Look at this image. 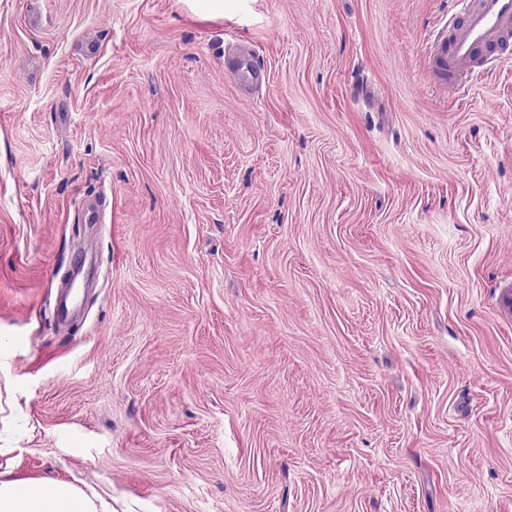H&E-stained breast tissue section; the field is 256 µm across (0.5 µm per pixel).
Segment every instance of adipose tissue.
<instances>
[{"label":"adipose tissue","instance_id":"adipose-tissue-1","mask_svg":"<svg viewBox=\"0 0 512 512\" xmlns=\"http://www.w3.org/2000/svg\"><path fill=\"white\" fill-rule=\"evenodd\" d=\"M0 512H105V503L99 495L69 483L47 492L35 482L23 488L0 482Z\"/></svg>","mask_w":512,"mask_h":512}]
</instances>
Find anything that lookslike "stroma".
Returning <instances> with one entry per match:
<instances>
[{
    "label": "stroma",
    "mask_w": 512,
    "mask_h": 512,
    "mask_svg": "<svg viewBox=\"0 0 512 512\" xmlns=\"http://www.w3.org/2000/svg\"><path fill=\"white\" fill-rule=\"evenodd\" d=\"M447 2L0 0V480L512 512V61L440 97ZM265 70L247 48H237L231 54L224 74L239 89H256L265 84Z\"/></svg>",
    "instance_id": "stroma-1"
}]
</instances>
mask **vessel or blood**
<instances>
[{
	"label": "vessel or blood",
	"mask_w": 512,
	"mask_h": 512,
	"mask_svg": "<svg viewBox=\"0 0 512 512\" xmlns=\"http://www.w3.org/2000/svg\"><path fill=\"white\" fill-rule=\"evenodd\" d=\"M448 12L452 27L436 33L424 57L435 74L436 92L457 104L486 77L484 52L512 43V0H448ZM224 74L241 89H256L265 82L263 68L245 48L233 51Z\"/></svg>",
	"instance_id": "1"
}]
</instances>
